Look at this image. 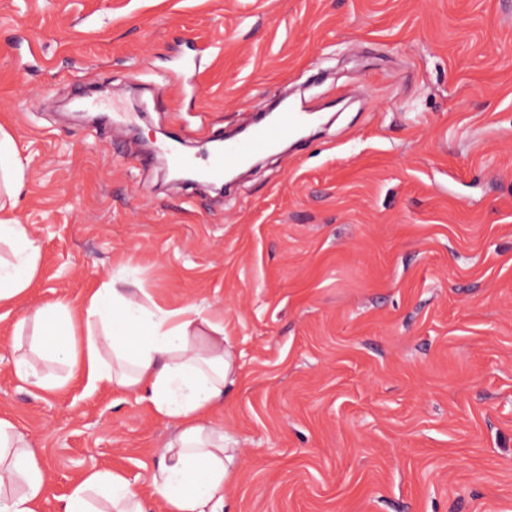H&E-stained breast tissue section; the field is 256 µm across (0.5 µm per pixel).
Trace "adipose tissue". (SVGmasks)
<instances>
[{
    "instance_id": "adipose-tissue-1",
    "label": "adipose tissue",
    "mask_w": 512,
    "mask_h": 512,
    "mask_svg": "<svg viewBox=\"0 0 512 512\" xmlns=\"http://www.w3.org/2000/svg\"><path fill=\"white\" fill-rule=\"evenodd\" d=\"M24 165L11 135L0 129V307L12 304L36 275L40 247L15 216ZM103 282L79 305L59 300L24 316L41 356L65 362L91 389L140 392L174 432L159 451L152 486L166 512H222L224 428L212 419L224 404L232 369L224 325L195 304L162 305L145 289ZM47 478L15 425L0 418V512H41ZM58 512H147L130 481L92 471L62 499Z\"/></svg>"
}]
</instances>
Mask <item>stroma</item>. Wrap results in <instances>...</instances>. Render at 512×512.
<instances>
[{
	"mask_svg": "<svg viewBox=\"0 0 512 512\" xmlns=\"http://www.w3.org/2000/svg\"><path fill=\"white\" fill-rule=\"evenodd\" d=\"M109 85L110 122L69 119ZM326 112L217 194L143 168L137 133L212 137L284 94ZM0 126L41 249L0 318V417L48 477L152 496L173 431L87 391L16 324L112 275L224 323L223 512H512V0H0ZM12 350L14 374L19 380L40 390H51L60 385L48 382L34 369L26 353L22 352V346L19 343H14Z\"/></svg>",
	"mask_w": 512,
	"mask_h": 512,
	"instance_id": "1",
	"label": "stroma"
}]
</instances>
